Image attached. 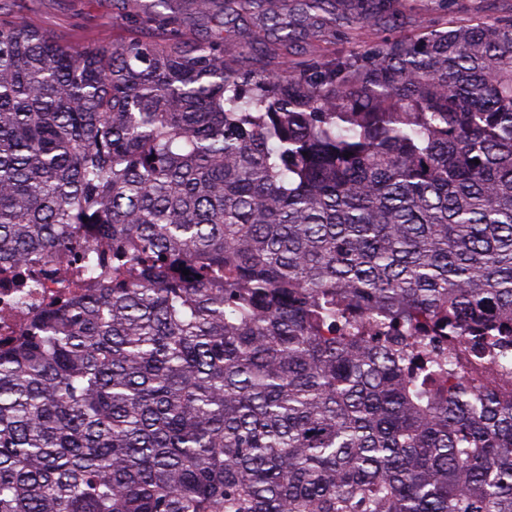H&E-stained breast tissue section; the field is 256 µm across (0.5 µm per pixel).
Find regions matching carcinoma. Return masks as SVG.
<instances>
[{
  "mask_svg": "<svg viewBox=\"0 0 512 512\" xmlns=\"http://www.w3.org/2000/svg\"><path fill=\"white\" fill-rule=\"evenodd\" d=\"M117 2L154 36L0 22V273L63 275L0 339V512H512V394L412 335L512 380V13ZM455 338H451L448 341V337L445 339H438L439 341L435 342L436 345L441 347H451L455 349L460 366V373L462 376L473 379L476 382L482 381L484 379V365L477 361L470 349V343L468 340L469 334L467 332L461 331L455 334Z\"/></svg>",
  "mask_w": 512,
  "mask_h": 512,
  "instance_id": "obj_1",
  "label": "carcinoma"
}]
</instances>
